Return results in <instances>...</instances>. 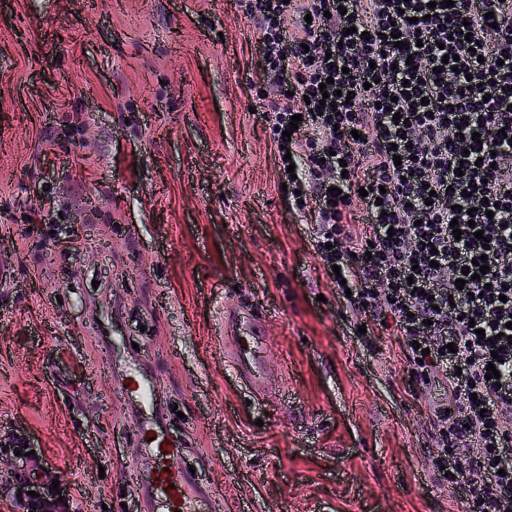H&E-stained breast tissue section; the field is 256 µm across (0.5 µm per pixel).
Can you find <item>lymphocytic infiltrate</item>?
Returning <instances> with one entry per match:
<instances>
[{"instance_id":"1","label":"lymphocytic infiltrate","mask_w":512,"mask_h":512,"mask_svg":"<svg viewBox=\"0 0 512 512\" xmlns=\"http://www.w3.org/2000/svg\"><path fill=\"white\" fill-rule=\"evenodd\" d=\"M235 3L274 91L255 118L293 208L313 218L315 257L339 268L366 328L401 337L412 397L446 388L431 409L434 482L465 512H512V0Z\"/></svg>"}]
</instances>
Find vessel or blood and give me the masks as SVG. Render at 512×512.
Instances as JSON below:
<instances>
[{"mask_svg": "<svg viewBox=\"0 0 512 512\" xmlns=\"http://www.w3.org/2000/svg\"><path fill=\"white\" fill-rule=\"evenodd\" d=\"M265 319L255 309L241 308L224 320V361L256 394L266 392ZM124 401L152 410L154 390L141 376L127 377L121 391ZM138 439L149 458V468L127 485V493L140 499L144 512H199L209 496V485L182 469L181 443L159 436L153 420H146Z\"/></svg>", "mask_w": 512, "mask_h": 512, "instance_id": "obj_1", "label": "vessel or blood"}]
</instances>
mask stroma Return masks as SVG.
I'll use <instances>...</instances> for the list:
<instances>
[{"mask_svg": "<svg viewBox=\"0 0 512 512\" xmlns=\"http://www.w3.org/2000/svg\"><path fill=\"white\" fill-rule=\"evenodd\" d=\"M258 40L234 0H0V512H24L18 440L78 512H114L148 464L134 367L215 512H464L399 338L349 333L279 187ZM47 186L59 217L25 223ZM251 305L264 400L224 362V312ZM121 398L128 403H134L142 411H153L154 389L140 375L127 376Z\"/></svg>", "mask_w": 512, "mask_h": 512, "instance_id": "1", "label": "stroma"}]
</instances>
